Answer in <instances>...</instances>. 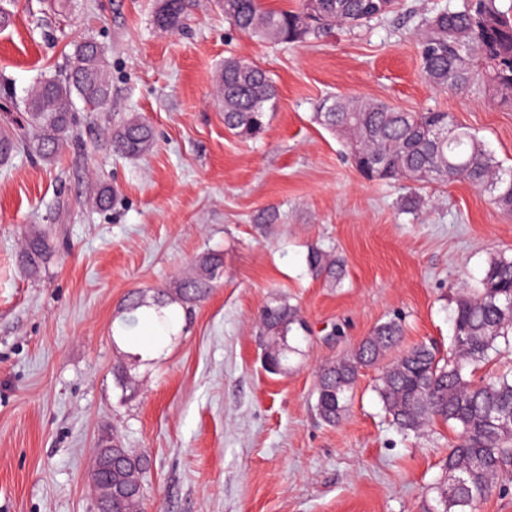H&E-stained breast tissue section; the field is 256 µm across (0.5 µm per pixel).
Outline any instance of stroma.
<instances>
[{
    "label": "stroma",
    "instance_id": "1",
    "mask_svg": "<svg viewBox=\"0 0 512 512\" xmlns=\"http://www.w3.org/2000/svg\"><path fill=\"white\" fill-rule=\"evenodd\" d=\"M448 3L396 0L363 26L277 45L237 33L216 0H185L172 33L153 25L157 0H13L0 83L24 96L92 37L112 99L95 114L78 105L77 139L57 160L0 166V512H95L93 451L111 432L149 455L152 512H425L452 431L400 434L376 366L361 370L347 417L326 425L318 374L393 318L405 345L447 349L458 288L477 284L493 255H512V215L465 182L364 179L314 112L337 94L448 112L512 167V105L421 74L417 30ZM229 57L260 65L276 87L251 140L225 129L217 105ZM131 113L155 133L136 159L111 141ZM94 176L115 191L109 209L86 204ZM412 194L414 212L403 207ZM32 225L54 243L37 278L18 257ZM313 246L343 259L336 285L309 273ZM207 251L223 253V273L186 328L136 343L122 326L128 293L174 290ZM277 294L310 328L285 374L264 369L258 343L259 311ZM120 360L140 384L127 401L112 376Z\"/></svg>",
    "mask_w": 512,
    "mask_h": 512
}]
</instances>
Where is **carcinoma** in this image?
<instances>
[{"label": "carcinoma", "mask_w": 512, "mask_h": 512, "mask_svg": "<svg viewBox=\"0 0 512 512\" xmlns=\"http://www.w3.org/2000/svg\"><path fill=\"white\" fill-rule=\"evenodd\" d=\"M395 0H317L316 16L306 18V0L292 8L269 9L263 0H221L224 18L238 32L276 42H304L337 27L356 28L392 12ZM183 0H159L155 25L175 31L183 23ZM421 68L441 90L457 91L482 84L500 101L512 104V20L502 15L496 0H462L457 8L446 6L425 19L418 37ZM104 53L94 40L74 47L69 69L62 77L42 79L26 99L7 100L0 125V162L19 153L52 161L73 138V98L99 110L112 96L104 74ZM221 109L224 127L241 139L263 133L268 113L274 110L275 88L258 65L227 58L220 69ZM315 119L345 138L357 170L375 181L407 180L422 185L465 181L490 195L492 204L512 214V168L504 169L488 144L457 123L449 112H415L387 102L360 96L337 95L323 100ZM153 128L131 115L112 129V147L125 157H139L154 146ZM112 188L97 184L88 203L101 209L112 203ZM46 232L25 231L20 262L37 276L53 253ZM312 274L327 282L341 280L343 263L331 252L312 248L307 253ZM224 267V256L208 251L174 293L157 292L153 302L133 292L125 305V324L136 322L135 313L150 307L164 333L173 335L183 313L203 301L214 288ZM452 346L447 356L434 347L417 344L400 349L382 367L375 391L383 409L404 435H418L428 426L452 427L455 440L444 459L446 478L433 487L431 512H477V507L498 486L512 480V371L477 381L474 374L498 351V340L512 336V256L490 259L480 285L462 286L454 299ZM263 356L273 374L288 370L298 347L290 340L305 327L300 310L282 296L272 298L259 316ZM402 324L390 319L377 325L349 354L328 363L316 385L315 409L327 424L340 422L348 413L360 370L379 364L399 349ZM122 394L134 393L135 382L124 365L113 369ZM129 458L112 454V512H143L146 506L141 474L150 459L124 449Z\"/></svg>", "instance_id": "1"}]
</instances>
